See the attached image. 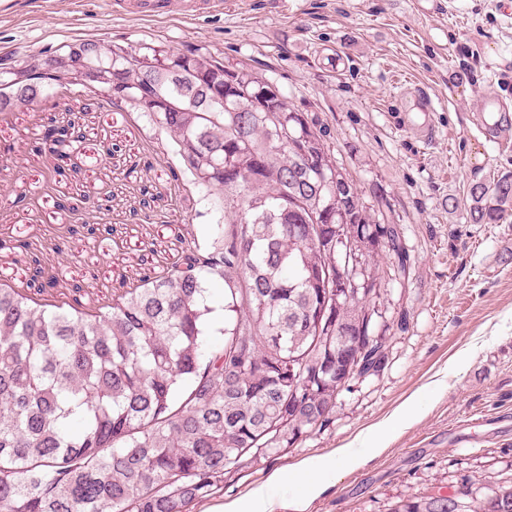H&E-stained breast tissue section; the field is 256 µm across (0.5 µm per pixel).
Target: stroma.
Wrapping results in <instances>:
<instances>
[{"label": "stroma", "mask_w": 512, "mask_h": 512, "mask_svg": "<svg viewBox=\"0 0 512 512\" xmlns=\"http://www.w3.org/2000/svg\"><path fill=\"white\" fill-rule=\"evenodd\" d=\"M502 0H223L207 12L167 17L114 11L112 0H0V57L32 61L48 47L116 40L177 49L193 43L229 64L260 61L266 76L327 130L338 164L366 203L386 199L415 259L409 283L382 301L392 329L389 363L342 392L332 421L287 453L242 464L220 496L194 512H214L260 485L273 470L326 454L418 395L422 410L397 428L385 451L340 475L305 512H387L397 498L481 474L512 477V217L499 224L465 219L467 190L493 172H512V136L489 140L475 112L494 89L512 106V16ZM432 105L431 126L415 128L416 97ZM48 112L21 106L0 122V239L29 243L61 267L65 286L82 285L85 303L106 304L119 281H136L140 257L153 267L181 249L174 226L193 205L194 223H216L201 186L173 182L179 160L152 149L145 118L93 99L83 86L50 97ZM78 119L87 139L75 167L56 175L35 153L47 116ZM119 145L105 159L100 141ZM139 163L141 174L131 173ZM101 199L105 233L69 237L77 221L65 197ZM25 197L29 208L13 207ZM460 208L449 212V198ZM150 205L155 222L140 219ZM474 441L460 445V426Z\"/></svg>", "instance_id": "35a3bbf8"}]
</instances>
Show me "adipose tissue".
<instances>
[{
    "mask_svg": "<svg viewBox=\"0 0 512 512\" xmlns=\"http://www.w3.org/2000/svg\"><path fill=\"white\" fill-rule=\"evenodd\" d=\"M418 398L407 399L393 418L361 430L351 441L329 453L307 459L273 472L267 481L242 499L224 505L223 512H278L285 507L284 491L298 490L299 500L317 497L325 484L337 475L360 468L365 459L378 455L384 448L393 423L414 418L420 411Z\"/></svg>",
    "mask_w": 512,
    "mask_h": 512,
    "instance_id": "ef3b65f1",
    "label": "adipose tissue"
}]
</instances>
